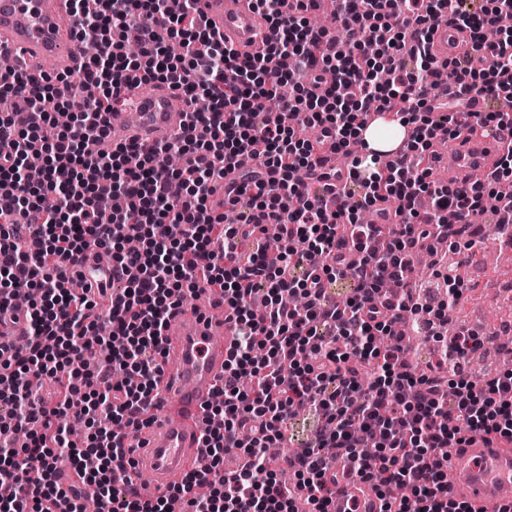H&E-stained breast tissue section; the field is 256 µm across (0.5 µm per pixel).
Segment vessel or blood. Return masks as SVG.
<instances>
[{
  "label": "vessel or blood",
  "instance_id": "b4317fda",
  "mask_svg": "<svg viewBox=\"0 0 512 512\" xmlns=\"http://www.w3.org/2000/svg\"><path fill=\"white\" fill-rule=\"evenodd\" d=\"M200 7L207 29L240 52L258 51L270 32L254 0H201ZM73 28L69 0H0V50L30 65L33 75L46 66L61 74L79 67L86 48ZM460 38L456 28L439 24L432 36L434 54L447 58ZM127 99V105L107 115L108 125L126 138L156 142L181 133L187 104L168 85L156 84L147 92L131 89ZM511 144L505 132L472 124L468 136L439 149L440 155L456 158L446 174L449 184L468 186L471 169L492 170ZM231 342L227 317L191 307L171 317L168 348L175 374L159 384L150 410L152 423L133 439L134 464L126 470L130 479L148 475V484L137 487L141 499H155L207 466L205 407L224 376ZM447 468L452 476L449 495L467 501L475 512H500L512 504V444L474 437L462 452L449 455Z\"/></svg>",
  "mask_w": 512,
  "mask_h": 512
}]
</instances>
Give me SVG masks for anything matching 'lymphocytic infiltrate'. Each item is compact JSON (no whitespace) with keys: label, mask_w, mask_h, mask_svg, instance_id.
<instances>
[{"label":"lymphocytic infiltrate","mask_w":512,"mask_h":512,"mask_svg":"<svg viewBox=\"0 0 512 512\" xmlns=\"http://www.w3.org/2000/svg\"><path fill=\"white\" fill-rule=\"evenodd\" d=\"M199 0H71L75 33L95 43L77 78L0 72V93L14 109L0 114V319L23 328L25 344H0V512H83V488L96 512H296L304 490L314 512H333L334 460L360 485L345 512H360L372 490L379 512H469L448 494L449 448L474 436L512 440V370H468L485 345L463 330L442 329L463 290L455 267L438 277L437 297L410 282L411 258L435 240L457 248V221L491 211L512 223V197L489 183L454 189L430 182L437 138L459 137L462 95L512 91V31L498 28L512 0H341V39L315 27L303 0H255L272 35L243 55L206 30ZM407 27L393 23L395 8ZM165 23L148 27L150 19ZM466 33L468 52L442 61L430 34L442 20ZM140 34V51L124 39ZM179 42L181 55L168 52ZM481 66H474V59ZM335 83L324 80L325 72ZM165 83L191 103L181 135L162 144H111L104 115L129 89ZM456 88L440 111L429 88ZM210 101L195 110L197 98ZM412 129L405 152L380 166L354 156L341 201L309 196L319 163L316 141L296 127H319L348 151L364 114L393 100ZM58 130L53 142L44 125ZM174 151L182 168L156 165ZM231 178L225 211L209 201ZM395 202L401 224H366L361 210ZM279 225L281 250L269 255L266 225ZM223 238L224 257L209 245ZM252 239L249 254L237 249ZM96 244L112 258L108 302L64 288L66 260ZM350 280L344 304L329 287ZM397 284L390 296L385 282ZM215 296L233 321L224 384L204 432L209 474L152 502L125 478L129 433L148 427L166 355L168 319L187 297ZM411 313L435 342L430 373L405 357L395 324ZM106 346L97 363L86 358ZM304 406L315 423L304 447L272 457L288 441V422Z\"/></svg>","instance_id":"lymphocytic-infiltrate-1"}]
</instances>
